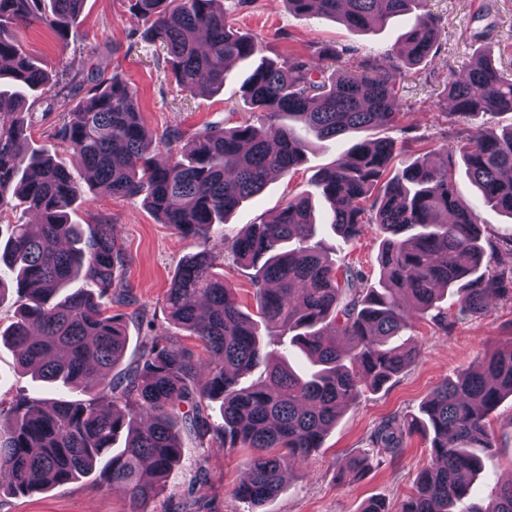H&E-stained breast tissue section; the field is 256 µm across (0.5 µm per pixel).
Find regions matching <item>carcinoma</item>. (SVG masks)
I'll list each match as a JSON object with an SVG mask.
<instances>
[{"instance_id": "obj_1", "label": "carcinoma", "mask_w": 512, "mask_h": 512, "mask_svg": "<svg viewBox=\"0 0 512 512\" xmlns=\"http://www.w3.org/2000/svg\"><path fill=\"white\" fill-rule=\"evenodd\" d=\"M131 2L145 24L142 38L163 45L170 75L190 93L216 92L228 61L249 62L242 99L262 119L210 126L189 137L170 128L161 140L180 150L161 164L151 156L137 91L115 74L91 77L77 102L62 101L55 133L61 151L27 152L21 141L33 123L28 102L52 92V78L20 47L15 32L36 23L65 45L84 0H0V216L33 215L7 225L0 237V266L26 300L0 335L37 381L92 393L84 400L0 401V490L25 496L96 471L102 485L143 503L179 464L182 426L204 450L213 443L253 449L234 496L254 510L283 490L285 472L321 447L343 405L379 390L413 362L414 348L400 337L444 293L457 297L463 313L512 297V274L484 263L477 216L453 182L459 157L486 202L512 216V127L458 130L444 147L441 167L425 156L394 169V141H356L315 186L344 242H358L376 227V282L351 263L329 259L315 240L311 197L296 195L270 220L248 225L224 245L254 270L258 318L240 309L236 289L214 272L215 260L198 253L165 297L177 331L155 333L114 377L128 336L125 314L106 304H130V291L117 280L128 256L109 225L69 223L74 204L85 197L69 165L83 168L92 188L142 199L182 237L205 238L245 199L303 162L308 145L298 126L319 139L392 126L399 115L398 77L432 60L438 35L426 0H282L298 16L338 19L354 32L412 15L391 63L367 61L354 73L336 65L339 53L326 44L281 60L266 57L261 40L228 24L220 0ZM444 95L464 121L512 112V80L488 49L473 54L466 76L448 74ZM402 292L413 297L414 311L400 307ZM184 332L209 355L202 385L201 360L183 344ZM265 334L288 337V347L309 367L297 371L284 357L269 361ZM507 396L512 345L474 371L443 379L419 414L393 418L375 431L377 454L392 458L417 433L430 441L431 462L400 512H512V482L498 485L485 506L471 497L481 453L494 446L486 419ZM216 401L224 417L219 431L207 413Z\"/></svg>"}]
</instances>
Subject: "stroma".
Instances as JSON below:
<instances>
[{
	"label": "stroma",
	"instance_id": "stroma-1",
	"mask_svg": "<svg viewBox=\"0 0 512 512\" xmlns=\"http://www.w3.org/2000/svg\"><path fill=\"white\" fill-rule=\"evenodd\" d=\"M223 7L234 28L263 40L268 55L285 56L314 43H327L335 45L342 62L354 70L369 59L386 60L409 24L408 17L403 16L385 26L352 33L331 19L297 17L280 0H224ZM427 8L438 20V51L427 65L401 75L400 114L385 131L396 145L395 163L399 166L426 152L434 161L444 159V145L453 141L463 125L452 116L443 89L449 72L464 73L477 48L491 47L503 73L512 72V0H427ZM142 28L129 0H86L67 46H58L54 37L36 27L20 30L18 37L23 49L51 74L55 86H73L90 74L107 78L117 74L132 84L158 160L168 158V150L160 142L168 128L177 126L192 134L213 123L232 127L241 121L245 63L232 66L223 88L216 93L190 97L167 76L160 62L161 47L144 41ZM353 142L350 136L311 139L299 170L272 181L262 193L243 202L205 239L182 238L170 226L159 223L140 199L112 196L101 188L88 191V201L75 208L72 223L109 225L129 257L122 279L137 299L140 316L127 323L129 343L124 364L137 358L146 340L147 320L166 324V290L185 259L194 253L214 255L220 273L236 288L241 309L255 313L254 271L233 260L224 249L225 240L247 225L269 219L289 198L309 191L314 177ZM454 174L461 199L479 217L484 246L511 239L512 217L484 202L463 164H456ZM314 206L317 239L330 258L339 264L348 258L357 260L366 270L377 271V234L368 232L354 249H347L326 223L325 201L315 198ZM444 318L449 328L441 327ZM409 341L416 351L413 364L379 391L363 393L344 407L321 448L289 475L286 488L261 512H361L374 498L385 500L388 512H398L417 474L431 460L428 442L413 436L401 456L383 460L361 475L350 471L349 463L375 455L372 435L383 422L416 413L444 378L476 368L486 354L512 343V299L495 298L485 311L461 316L452 298H444L417 322ZM20 391L40 400L58 396L57 391L33 381L18 367L14 351L0 344V397L7 399ZM488 427L496 446L489 449L485 470L473 487L474 500L484 502L496 482L512 476V397L504 398L489 415ZM181 438L182 462L169 473L165 486L147 502L144 512H248L247 505L233 495L246 473L248 449L213 447L204 454L192 435L185 432ZM201 466L207 478L202 486L194 482ZM131 510L123 491L106 489L91 477L26 496L0 494V512Z\"/></svg>",
	"mask_w": 512,
	"mask_h": 512
}]
</instances>
